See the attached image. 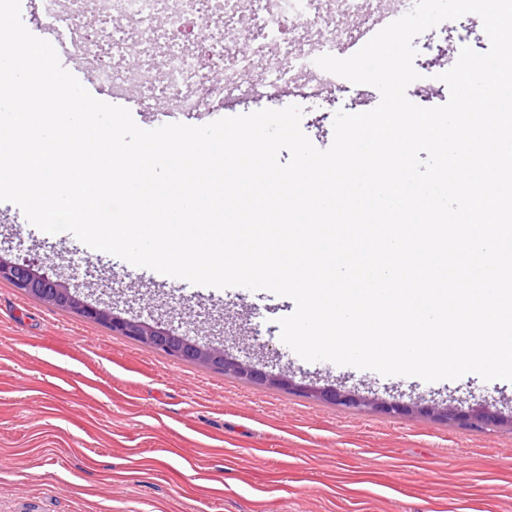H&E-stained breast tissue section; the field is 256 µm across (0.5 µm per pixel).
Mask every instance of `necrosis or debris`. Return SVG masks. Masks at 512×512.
Wrapping results in <instances>:
<instances>
[{
	"mask_svg": "<svg viewBox=\"0 0 512 512\" xmlns=\"http://www.w3.org/2000/svg\"><path fill=\"white\" fill-rule=\"evenodd\" d=\"M36 26L64 23L68 52L112 98L144 91L153 111L193 114L229 99L258 101L306 80L311 97L341 93L317 57L342 54L351 35L330 0H39ZM198 44L175 40L184 15Z\"/></svg>",
	"mask_w": 512,
	"mask_h": 512,
	"instance_id": "necrosis-or-debris-1",
	"label": "necrosis or debris"
}]
</instances>
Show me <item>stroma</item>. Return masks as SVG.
Here are the masks:
<instances>
[{
	"label": "stroma",
	"mask_w": 512,
	"mask_h": 512,
	"mask_svg": "<svg viewBox=\"0 0 512 512\" xmlns=\"http://www.w3.org/2000/svg\"><path fill=\"white\" fill-rule=\"evenodd\" d=\"M343 92L303 113L320 149ZM0 250L89 303L223 345L295 382L407 404L385 415L248 382L155 351L0 277V512H512V382H426L329 361L280 338L291 298L136 267L74 234L46 236L0 202ZM493 405L464 429L421 413Z\"/></svg>",
	"instance_id": "35a3bbf8"
}]
</instances>
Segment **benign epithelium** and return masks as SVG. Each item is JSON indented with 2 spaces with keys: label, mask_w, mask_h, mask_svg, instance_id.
<instances>
[{
  "label": "benign epithelium",
  "mask_w": 512,
  "mask_h": 512,
  "mask_svg": "<svg viewBox=\"0 0 512 512\" xmlns=\"http://www.w3.org/2000/svg\"><path fill=\"white\" fill-rule=\"evenodd\" d=\"M0 277L12 280L16 287L52 306L78 310L90 318L110 324L112 331L122 336H128L178 359L201 363L212 369L233 373L251 382L260 381L317 398L329 399L346 407L362 408L373 405L371 399L360 397L354 393L316 388L296 383L285 374L263 371L230 356L221 346L180 334L173 328L163 329L145 322L121 318L108 309L83 300L80 294L71 289L68 284L40 273L32 262L13 261L0 254ZM442 416L460 427L469 429L483 428L502 422V418L485 405L473 408L467 414H460L447 408L442 412Z\"/></svg>",
  "instance_id": "benign-epithelium-1"
}]
</instances>
